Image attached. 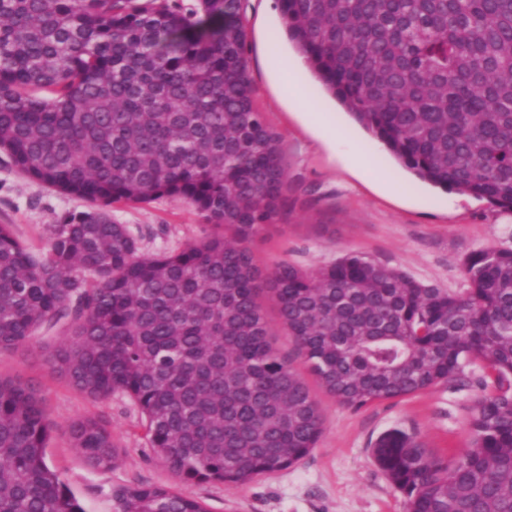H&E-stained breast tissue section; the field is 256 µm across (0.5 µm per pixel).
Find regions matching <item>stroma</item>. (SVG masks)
<instances>
[{"label": "stroma", "mask_w": 512, "mask_h": 512, "mask_svg": "<svg viewBox=\"0 0 512 512\" xmlns=\"http://www.w3.org/2000/svg\"><path fill=\"white\" fill-rule=\"evenodd\" d=\"M243 19L254 103L281 137L290 186L287 217L251 244L260 267L288 261L312 272L354 251L423 284L458 292L466 286V254L512 249V212L422 184L351 121L285 38L277 0H243ZM322 121L342 129L346 144L330 148L318 132ZM351 152L365 158V169L352 167ZM86 207L19 175L0 154V224L12 225L20 238L40 245L46 225L64 211ZM112 216L130 227L145 253L179 250L210 231L192 206L167 199L117 204ZM59 341V334L43 335L0 354V375L41 384L52 428L47 459L85 512H119L117 491L136 483L172 487L207 512H406L405 494L371 455L373 442L398 427L434 455L450 457L469 443L470 408L480 393L471 380L353 410L314 383L323 431L309 455L245 485L183 482L151 447L130 398L92 401L51 368L47 356ZM81 417L102 419L111 432L118 447L111 470L91 467L72 445L66 426Z\"/></svg>", "instance_id": "1"}]
</instances>
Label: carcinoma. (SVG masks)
Masks as SVG:
<instances>
[{"instance_id":"1","label":"carcinoma","mask_w":512,"mask_h":512,"mask_svg":"<svg viewBox=\"0 0 512 512\" xmlns=\"http://www.w3.org/2000/svg\"><path fill=\"white\" fill-rule=\"evenodd\" d=\"M325 90L406 170L512 211V0H278ZM242 0H0V152L88 203L37 250L0 224V354L58 331L48 363L94 401L120 392L182 481L289 468L323 425L271 344L262 299L320 385L359 410L482 372L471 442L442 459L392 428L372 456L407 512H512V250L463 262L468 288L423 285L360 252L270 271L251 242L286 212L279 135L254 105ZM193 206L210 232L144 254L112 205ZM112 468L106 426H67ZM41 386L0 376V512H84L48 462ZM119 512H206L163 485Z\"/></svg>"}]
</instances>
